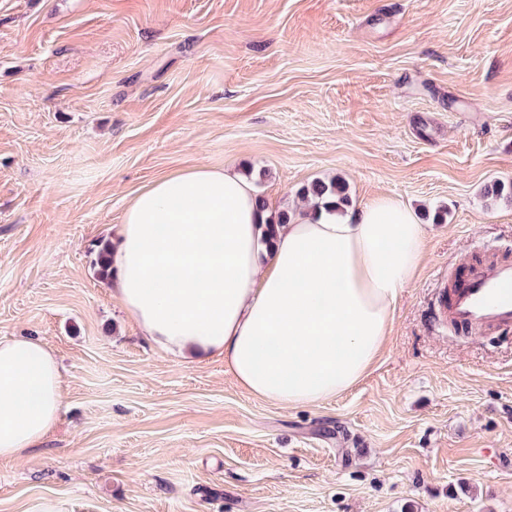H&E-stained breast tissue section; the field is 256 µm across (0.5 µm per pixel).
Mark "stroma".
Here are the masks:
<instances>
[{
  "instance_id": "stroma-1",
  "label": "stroma",
  "mask_w": 512,
  "mask_h": 512,
  "mask_svg": "<svg viewBox=\"0 0 512 512\" xmlns=\"http://www.w3.org/2000/svg\"><path fill=\"white\" fill-rule=\"evenodd\" d=\"M251 169L270 214L342 179L425 226L369 374L320 405L162 353L92 264L133 198ZM512 0H0V339L62 367L58 421L0 459V512H512V332L433 305L512 257ZM442 223H435L439 210Z\"/></svg>"
}]
</instances>
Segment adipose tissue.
Returning a JSON list of instances; mask_svg holds the SVG:
<instances>
[{
	"label": "adipose tissue",
	"instance_id": "obj_1",
	"mask_svg": "<svg viewBox=\"0 0 512 512\" xmlns=\"http://www.w3.org/2000/svg\"><path fill=\"white\" fill-rule=\"evenodd\" d=\"M251 182L197 167L134 197L112 250V288L167 356L223 358L251 396L292 409L346 392L378 361L425 231L378 197L339 215L302 209L266 241ZM63 381L36 337L0 339V458L49 432Z\"/></svg>",
	"mask_w": 512,
	"mask_h": 512
}]
</instances>
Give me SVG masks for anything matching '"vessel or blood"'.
Returning a JSON list of instances; mask_svg holds the SVG:
<instances>
[{"label": "vessel or blood", "instance_id": "1", "mask_svg": "<svg viewBox=\"0 0 512 512\" xmlns=\"http://www.w3.org/2000/svg\"><path fill=\"white\" fill-rule=\"evenodd\" d=\"M440 311L458 326L512 330V262L491 259L475 267L461 282L451 284Z\"/></svg>", "mask_w": 512, "mask_h": 512}]
</instances>
